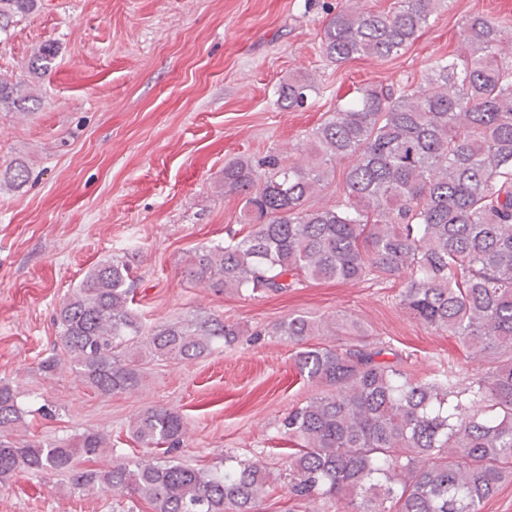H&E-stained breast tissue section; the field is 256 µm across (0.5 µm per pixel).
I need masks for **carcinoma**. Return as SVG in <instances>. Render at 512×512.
I'll list each match as a JSON object with an SVG mask.
<instances>
[{"mask_svg": "<svg viewBox=\"0 0 512 512\" xmlns=\"http://www.w3.org/2000/svg\"><path fill=\"white\" fill-rule=\"evenodd\" d=\"M445 0H397L386 13L346 3L321 36L325 56L388 58L412 44ZM37 0H0V34ZM504 27L473 16L463 51L435 59L414 90L368 85L312 131L302 164L271 154L224 165V193L242 201L241 236L203 247L184 276L216 291L277 295L307 281L375 283L405 277L399 306L472 350L467 377L448 361L419 377L391 344L346 320L292 315L271 335L336 343L298 352L300 374L320 389L283 419L297 441L284 483L293 500L326 499L336 512H481L512 481V60ZM58 49L33 55L35 78ZM314 84L295 76L283 109L306 106ZM28 99L0 79V104ZM344 200L310 198L344 158ZM57 324L73 368L101 396L138 390L143 359L191 362L230 344L239 327L215 315L145 325L133 309L129 266L106 260L60 304ZM25 411L0 381V481L22 470L68 473L82 491L130 490L153 512H259L271 483L258 459L224 455L202 470L151 454L107 470H77L109 448L85 431L57 443L15 439ZM131 433L149 451L178 447L186 426L171 409L138 414Z\"/></svg>", "mask_w": 512, "mask_h": 512, "instance_id": "cac0c4a2", "label": "carcinoma"}]
</instances>
